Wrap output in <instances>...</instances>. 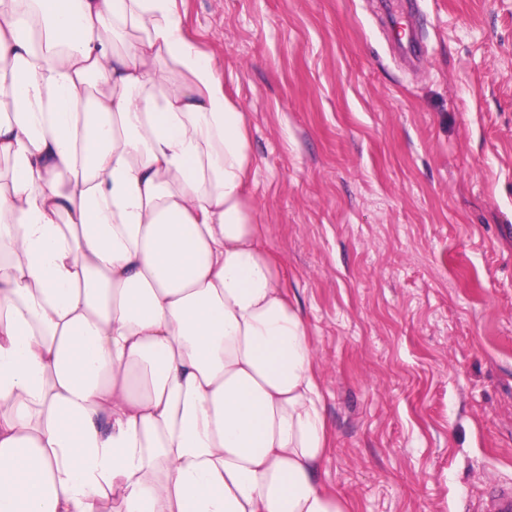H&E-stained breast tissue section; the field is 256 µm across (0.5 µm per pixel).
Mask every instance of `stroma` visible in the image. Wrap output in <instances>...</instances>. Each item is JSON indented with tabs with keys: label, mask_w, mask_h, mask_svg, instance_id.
I'll return each mask as SVG.
<instances>
[{
	"label": "stroma",
	"mask_w": 512,
	"mask_h": 512,
	"mask_svg": "<svg viewBox=\"0 0 512 512\" xmlns=\"http://www.w3.org/2000/svg\"><path fill=\"white\" fill-rule=\"evenodd\" d=\"M177 0L245 113V190L310 329L355 512L512 485V0Z\"/></svg>",
	"instance_id": "35a3bbf8"
}]
</instances>
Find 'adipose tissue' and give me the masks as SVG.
I'll return each mask as SVG.
<instances>
[{
	"mask_svg": "<svg viewBox=\"0 0 512 512\" xmlns=\"http://www.w3.org/2000/svg\"><path fill=\"white\" fill-rule=\"evenodd\" d=\"M0 0V512H349L244 196V113L175 0Z\"/></svg>",
	"mask_w": 512,
	"mask_h": 512,
	"instance_id": "obj_1",
	"label": "adipose tissue"
}]
</instances>
